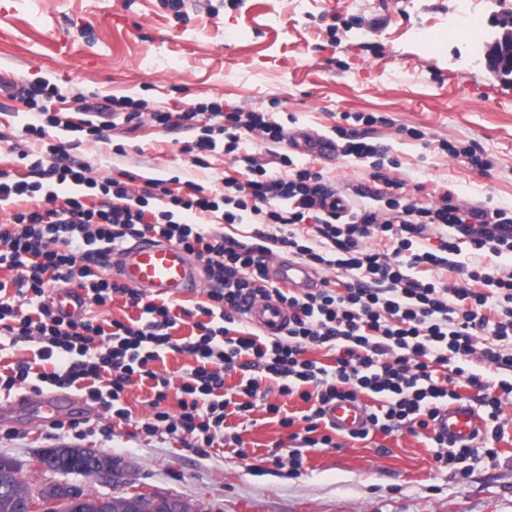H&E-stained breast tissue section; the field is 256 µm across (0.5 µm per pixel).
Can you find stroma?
I'll use <instances>...</instances> for the list:
<instances>
[{
	"label": "stroma",
	"mask_w": 512,
	"mask_h": 512,
	"mask_svg": "<svg viewBox=\"0 0 512 512\" xmlns=\"http://www.w3.org/2000/svg\"><path fill=\"white\" fill-rule=\"evenodd\" d=\"M482 37L452 32L458 0H185L179 20L161 0H0V168L23 175L18 151L38 147L29 126H43L38 106L15 89L54 86L51 112L100 125L99 138L72 147L71 133L49 135L69 159L100 179L126 171L136 183L191 179L222 185L229 159L211 153L205 166L183 153L198 132L144 121L136 129L106 125L98 108L112 97L147 100L176 112L186 104L218 101L245 112H275L285 127L331 133L345 112H374L375 140L391 147L397 177L424 192L451 189L460 200L512 208V83L484 65L512 0H473ZM337 33H330L331 24ZM65 41L58 53L57 41ZM418 129L420 138L409 136ZM471 142L492 160L488 172L448 157L441 140ZM123 152H115V145ZM340 187L373 188L368 164L328 163L295 154ZM26 402L0 410V456L14 460L31 483L40 451L79 445L118 460V478L72 477L87 494L169 493L208 512H512V402L502 405L504 437L462 469L438 468L435 451L407 430L345 441L340 448H307L293 472L288 429L262 411L229 417L243 445L182 450L168 435L136 432L151 417L148 388L132 387L125 403L133 425L82 440L55 427L83 419L101 424L103 409L77 394L73 406L39 412L40 392L21 388Z\"/></svg>",
	"instance_id": "obj_1"
}]
</instances>
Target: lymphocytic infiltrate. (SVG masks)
<instances>
[{
  "label": "lymphocytic infiltrate",
  "instance_id": "1",
  "mask_svg": "<svg viewBox=\"0 0 512 512\" xmlns=\"http://www.w3.org/2000/svg\"><path fill=\"white\" fill-rule=\"evenodd\" d=\"M111 106L113 119L132 129L146 115L166 128L189 127L207 116L208 125L186 152L200 166L203 153L223 148L238 158L242 175L225 176L223 190L210 193L190 180L175 190L161 179L135 189L115 177H89L87 165L65 163L59 146L46 141L30 165L31 179L0 170L1 203L32 201L0 221V269L13 273L10 282L0 281V337L15 345L39 343L40 360L52 366L37 373L29 362H16L9 375L0 376V391L32 376L49 387L80 385L87 400L127 424L132 412L122 397L146 383L154 414L142 432L167 434L200 455L217 443L240 445L238 435H226V418L261 406L282 427L304 421L300 448L288 457L295 471L303 467V449L335 445L326 407L363 394L376 401L371 431L388 435L404 428L427 431L441 407L459 400L460 387L473 388L487 435L503 438L501 404L512 397V270L483 263L463 269L457 257L466 247L512 254L511 208L468 206L448 191L427 202L407 196L389 146L367 136V127L379 122L371 113H344L334 129L342 156L372 168L376 188L363 202L360 189L336 188L322 171L296 166L288 154H278L276 174L255 157L240 155L246 134L282 143L286 131L272 113L227 112L217 102L150 112L145 100L128 96L112 99ZM47 180L98 191L101 201L91 207L79 195L61 202L51 196L37 204ZM179 212L217 214L227 224L251 215L260 227L242 241L176 221ZM148 234L183 247L207 273L208 300L197 305L202 319L188 336L172 335L175 303L155 302L114 279L110 269L94 276L87 266L100 257L91 244L112 247ZM432 235L438 239L434 247L426 244ZM374 238L387 239L385 251L369 247ZM275 243L311 268L340 270L335 287L302 295L276 287L267 274ZM442 269L461 271L463 282L441 280ZM60 282L76 284L89 306L126 297L142 316L106 326L85 316H59L50 290ZM272 296L288 307L286 334L239 330L241 301ZM313 348L332 353L333 364L308 358ZM169 351L195 359L182 375L175 414L164 407L171 380L153 368ZM447 365L452 374L438 377V367ZM477 365L497 373V384L474 373ZM235 370L242 378L226 391L224 376ZM281 396L300 399L305 413L283 414Z\"/></svg>",
  "mask_w": 512,
  "mask_h": 512
}]
</instances>
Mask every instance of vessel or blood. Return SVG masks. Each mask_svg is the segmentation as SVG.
Listing matches in <instances>:
<instances>
[{"label":"vessel or blood","mask_w":512,"mask_h":512,"mask_svg":"<svg viewBox=\"0 0 512 512\" xmlns=\"http://www.w3.org/2000/svg\"><path fill=\"white\" fill-rule=\"evenodd\" d=\"M291 150L326 160L336 159L335 140L310 131L293 133L288 138ZM107 262L113 273L130 288L147 296L178 298L201 287L204 269L201 262L182 247L157 236H144L112 251ZM269 277L282 287L310 292L326 287L327 282L308 266L295 261H279L268 267ZM56 310L65 316H81L83 295L74 288L53 291ZM245 318L269 336L283 335L289 312L277 298L257 299L244 307ZM326 417L342 432L364 430L369 411L359 400H339L328 406ZM436 433L448 444H473L480 422L469 403L456 401L443 408L433 423Z\"/></svg>","instance_id":"b4317fda"}]
</instances>
